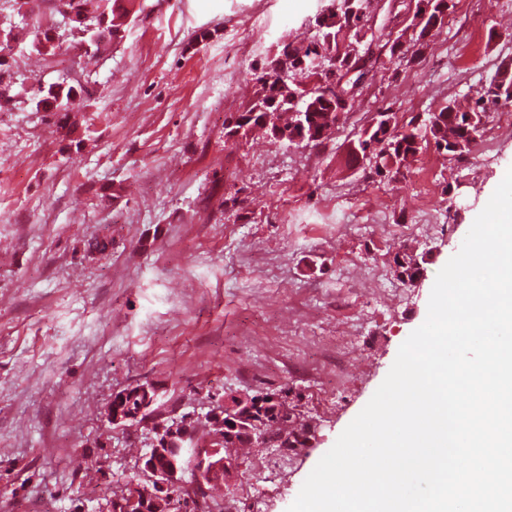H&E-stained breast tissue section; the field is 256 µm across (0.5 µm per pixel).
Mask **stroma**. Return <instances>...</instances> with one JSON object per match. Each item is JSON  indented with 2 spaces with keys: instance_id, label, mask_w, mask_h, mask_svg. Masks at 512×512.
I'll return each mask as SVG.
<instances>
[{
  "instance_id": "35a3bbf8",
  "label": "stroma",
  "mask_w": 512,
  "mask_h": 512,
  "mask_svg": "<svg viewBox=\"0 0 512 512\" xmlns=\"http://www.w3.org/2000/svg\"><path fill=\"white\" fill-rule=\"evenodd\" d=\"M94 60L60 37L37 54L32 11L0 0V512H105L139 477L146 424L109 429L132 385L157 414L206 413L219 397L287 392L312 420L305 448H242L224 512H286L423 324L438 272L512 168V105L472 153L424 148L376 181L346 163L376 112L399 119L469 104L512 56V0H454L419 63L380 59L326 146L231 144L224 118L250 97L278 43L313 35L318 0H140ZM70 79L80 111L37 109ZM237 195L234 210L224 200ZM108 237L90 254V236ZM428 254L398 278L402 247Z\"/></svg>"
}]
</instances>
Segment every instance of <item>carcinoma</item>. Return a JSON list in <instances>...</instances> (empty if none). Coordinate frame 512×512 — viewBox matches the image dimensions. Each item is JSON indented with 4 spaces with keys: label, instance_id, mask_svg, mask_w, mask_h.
I'll use <instances>...</instances> for the list:
<instances>
[{
    "label": "carcinoma",
    "instance_id": "obj_1",
    "mask_svg": "<svg viewBox=\"0 0 512 512\" xmlns=\"http://www.w3.org/2000/svg\"><path fill=\"white\" fill-rule=\"evenodd\" d=\"M103 11L89 18V25L98 28L96 42L84 51L95 56L123 38L135 0H102ZM329 10L315 17L317 31L314 40L294 38L279 45L277 55L283 57V69L266 70L262 64L255 77V89L241 112L224 120L225 141H236L254 131L274 136L279 131L301 146L322 147L330 139L345 114L348 101L356 96L355 83L368 74L370 68L362 60L372 54L375 32L364 24L374 11L376 0H321ZM453 0H417L415 15L420 17V30L411 43L397 36L389 46V60H415L420 57L426 39L440 32ZM37 52L55 53L57 48L51 28L35 21L30 31ZM85 90L77 84L55 82L39 92L36 106L50 112H70L84 99ZM512 101V64L502 63L482 94L469 109L462 111L448 101L421 121L412 116L399 125L397 113L386 108L363 128L347 155V164L357 163V154L372 149L375 164L371 173L379 177L397 175L428 144L452 159L468 154L484 132L490 114L499 105ZM399 274L412 280L421 273L420 263L408 249L394 257ZM126 414L135 423L151 421L149 432L168 425L172 419H158L151 413L139 414L144 403L141 385L120 392ZM240 421L263 426L262 439L252 438L242 429L230 425L221 428L209 418L191 419L189 435L198 448H233L264 446L270 448H304L315 438L311 425L288 429L294 423L296 406L288 395L275 392L251 396V405L237 409Z\"/></svg>",
    "mask_w": 512,
    "mask_h": 512
}]
</instances>
